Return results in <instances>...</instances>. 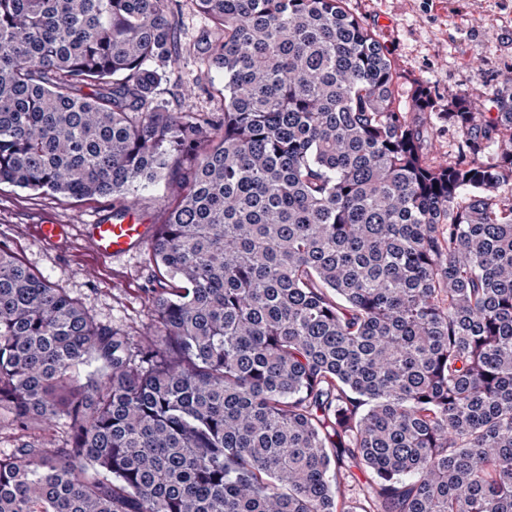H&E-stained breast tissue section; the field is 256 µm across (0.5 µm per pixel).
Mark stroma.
I'll return each mask as SVG.
<instances>
[{
    "label": "stroma",
    "instance_id": "stroma-1",
    "mask_svg": "<svg viewBox=\"0 0 512 512\" xmlns=\"http://www.w3.org/2000/svg\"><path fill=\"white\" fill-rule=\"evenodd\" d=\"M350 10L376 35L399 78L403 95L426 85L435 106L421 118L423 133L440 156L454 147L448 101L469 99L476 111L491 112L512 77V0H348ZM179 54L160 87V97L177 115L222 112L224 76L198 61V42L212 29L192 0H180ZM111 198H67L0 184V248L75 299L96 326L147 339L152 297L161 274L150 249L97 262L85 248L84 225L111 216ZM64 224L68 234L42 244L35 225ZM58 426L16 427L0 413V455L32 444L62 446Z\"/></svg>",
    "mask_w": 512,
    "mask_h": 512
}]
</instances>
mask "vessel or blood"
Segmentation results:
<instances>
[{
    "label": "vessel or blood",
    "mask_w": 512,
    "mask_h": 512,
    "mask_svg": "<svg viewBox=\"0 0 512 512\" xmlns=\"http://www.w3.org/2000/svg\"><path fill=\"white\" fill-rule=\"evenodd\" d=\"M154 232V225L140 223L136 211L132 210L118 223L100 220L85 225L83 241L98 260L109 261L143 247Z\"/></svg>",
    "instance_id": "obj_1"
}]
</instances>
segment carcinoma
I'll use <instances>...</instances> for the list:
<instances>
[{"instance_id":"1","label":"carcinoma","mask_w":512,"mask_h":512,"mask_svg":"<svg viewBox=\"0 0 512 512\" xmlns=\"http://www.w3.org/2000/svg\"><path fill=\"white\" fill-rule=\"evenodd\" d=\"M192 2L222 127L159 98L167 0H0V183L173 194L142 344L0 249V410L66 436L0 512H512V97L440 162L347 0Z\"/></svg>"}]
</instances>
